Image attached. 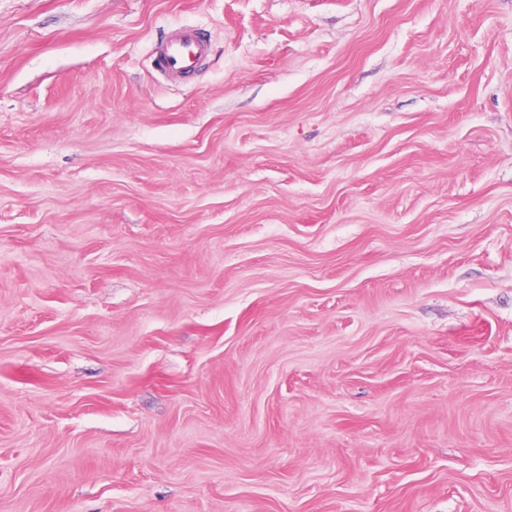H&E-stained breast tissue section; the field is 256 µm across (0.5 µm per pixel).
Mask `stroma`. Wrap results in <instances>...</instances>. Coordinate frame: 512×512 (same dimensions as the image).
<instances>
[{"label":"stroma","instance_id":"35a3bbf8","mask_svg":"<svg viewBox=\"0 0 512 512\" xmlns=\"http://www.w3.org/2000/svg\"><path fill=\"white\" fill-rule=\"evenodd\" d=\"M0 512H512V0H0ZM208 51L206 43L191 29L174 32L157 51V70L167 80L193 73Z\"/></svg>","mask_w":512,"mask_h":512}]
</instances>
